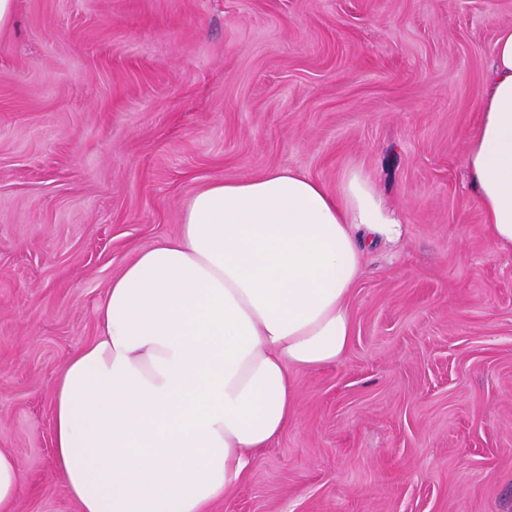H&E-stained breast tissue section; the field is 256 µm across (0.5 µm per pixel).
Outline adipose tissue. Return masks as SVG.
Wrapping results in <instances>:
<instances>
[{
    "mask_svg": "<svg viewBox=\"0 0 512 512\" xmlns=\"http://www.w3.org/2000/svg\"><path fill=\"white\" fill-rule=\"evenodd\" d=\"M464 154L494 243L512 249V26ZM401 220L368 180L290 169L215 180L177 235L140 251L58 375L55 465L79 512H209L294 419L291 368L341 360L366 245Z\"/></svg>",
    "mask_w": 512,
    "mask_h": 512,
    "instance_id": "adipose-tissue-1",
    "label": "adipose tissue"
}]
</instances>
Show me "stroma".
<instances>
[{
	"mask_svg": "<svg viewBox=\"0 0 512 512\" xmlns=\"http://www.w3.org/2000/svg\"><path fill=\"white\" fill-rule=\"evenodd\" d=\"M0 31V450L77 512L52 392L95 307L216 179H368L403 219L346 356L212 512H512V251L463 162L512 0H15Z\"/></svg>",
	"mask_w": 512,
	"mask_h": 512,
	"instance_id": "35a3bbf8",
	"label": "stroma"
}]
</instances>
